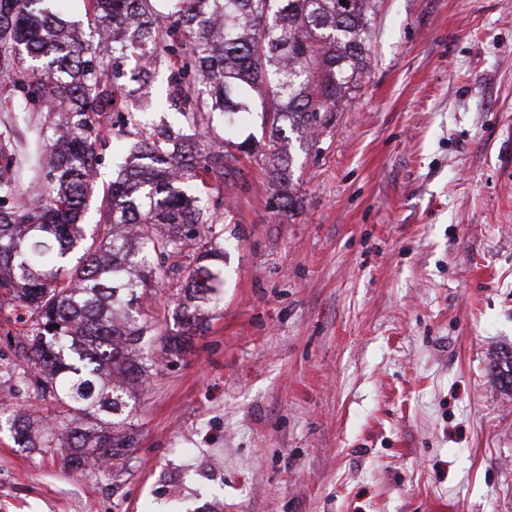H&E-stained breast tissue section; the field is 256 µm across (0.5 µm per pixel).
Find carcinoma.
Wrapping results in <instances>:
<instances>
[{
	"mask_svg": "<svg viewBox=\"0 0 512 512\" xmlns=\"http://www.w3.org/2000/svg\"><path fill=\"white\" fill-rule=\"evenodd\" d=\"M57 0H0V83L16 92L11 111L43 112L18 148L0 130V312L19 302L30 323L23 360L38 395L54 407L43 440L8 415L17 444L57 448L72 470L107 469L134 443L125 432L128 399L158 363L139 357L160 340L181 354L205 330L201 311L223 285L193 269L196 308H183L180 330L158 331L135 308L155 271L149 258L180 253L179 232L202 240L221 192L218 158L187 149L173 130H148L146 114L166 100L123 102L117 88L170 66L167 100L187 123L219 112L224 128L254 112L270 126L269 171L286 184L294 159L285 141L318 150L315 132L330 127L338 103L364 69L376 0H82L97 39L58 16ZM140 63L132 71L126 62ZM116 114L108 125L101 118ZM134 138L130 158L100 196V221L81 224L94 194L100 150L110 126ZM167 224L172 234L157 228Z\"/></svg>",
	"mask_w": 512,
	"mask_h": 512,
	"instance_id": "cac0c4a2",
	"label": "carcinoma"
}]
</instances>
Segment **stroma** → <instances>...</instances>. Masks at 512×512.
<instances>
[{"label":"stroma","mask_w":512,"mask_h":512,"mask_svg":"<svg viewBox=\"0 0 512 512\" xmlns=\"http://www.w3.org/2000/svg\"><path fill=\"white\" fill-rule=\"evenodd\" d=\"M367 63L271 207L268 136L224 182L206 329L130 402L109 473L0 429V512H512V0H378ZM177 327L165 281L139 302ZM0 315V408L45 423Z\"/></svg>","instance_id":"stroma-1"}]
</instances>
